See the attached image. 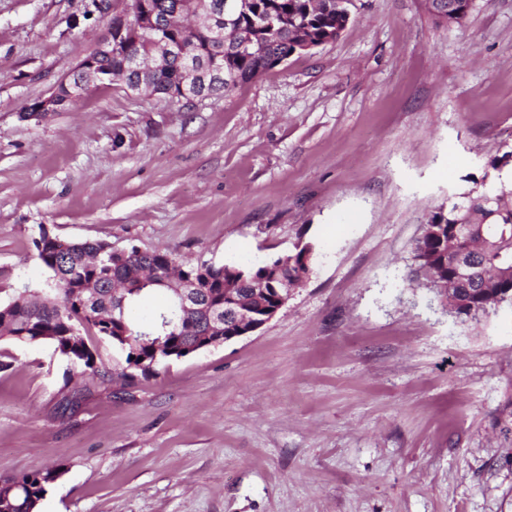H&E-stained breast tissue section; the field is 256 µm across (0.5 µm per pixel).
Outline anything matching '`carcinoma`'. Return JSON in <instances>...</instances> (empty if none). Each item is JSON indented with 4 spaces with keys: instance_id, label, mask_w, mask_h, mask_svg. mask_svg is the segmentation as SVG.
I'll return each instance as SVG.
<instances>
[{
    "instance_id": "carcinoma-1",
    "label": "carcinoma",
    "mask_w": 512,
    "mask_h": 512,
    "mask_svg": "<svg viewBox=\"0 0 512 512\" xmlns=\"http://www.w3.org/2000/svg\"><path fill=\"white\" fill-rule=\"evenodd\" d=\"M349 0H237L233 15L239 30L235 40L222 43L211 37L209 28L189 26L192 0H132L130 22L148 11L161 26V35L181 41L199 57L223 69L224 91L243 85L257 75L280 65L295 52L299 35L310 42H326L329 30L343 29L349 22ZM426 9L439 22L460 25L473 6V0H425ZM125 56L120 49L112 56L96 59L102 69L118 71ZM184 77V64L174 56L163 58L160 68L144 74L152 89ZM512 167V151L489 162L490 170L474 187L458 193L429 218L425 233L417 241L409 267V281L423 282L441 289L447 305L464 323L479 324L506 302L512 303V183L501 180V172ZM38 259L50 272L53 288L46 295L29 289L15 293L0 303V339L15 344L50 343L69 361L95 369V357L88 343L94 335L112 343L125 354L126 368L143 376L158 373L172 360L184 358L203 344L208 333L205 307L224 302V275L236 272L247 278L263 276L272 263L258 266H212V285L200 291L199 308L165 321L168 306L149 318L138 319L134 310L141 299L156 292H170L165 282L177 267L193 273L197 265L182 262L167 250L140 251L132 248L135 260L146 263L154 275L150 286L141 284L129 261L112 260L102 252L105 244L85 241L70 244L61 255L56 245L41 235L34 241ZM472 264L473 279L467 288L448 289L460 262ZM124 285L125 306L112 314V282ZM281 288H241L239 294L260 311L277 301ZM59 476V469L7 478L14 483L10 498L0 499L4 512H30L37 508L46 486Z\"/></svg>"
}]
</instances>
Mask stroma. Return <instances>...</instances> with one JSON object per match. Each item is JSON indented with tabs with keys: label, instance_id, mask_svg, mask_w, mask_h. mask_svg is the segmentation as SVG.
I'll list each match as a JSON object with an SVG mask.
<instances>
[{
	"label": "stroma",
	"instance_id": "obj_1",
	"mask_svg": "<svg viewBox=\"0 0 512 512\" xmlns=\"http://www.w3.org/2000/svg\"><path fill=\"white\" fill-rule=\"evenodd\" d=\"M335 41L194 109L48 96L110 21L92 0H0V301L51 283L34 240L249 265L315 247L249 335L89 385L0 341V479L51 466L37 512H512V306L479 325L406 279L429 215L512 150V0L445 26L350 0Z\"/></svg>",
	"mask_w": 512,
	"mask_h": 512
}]
</instances>
